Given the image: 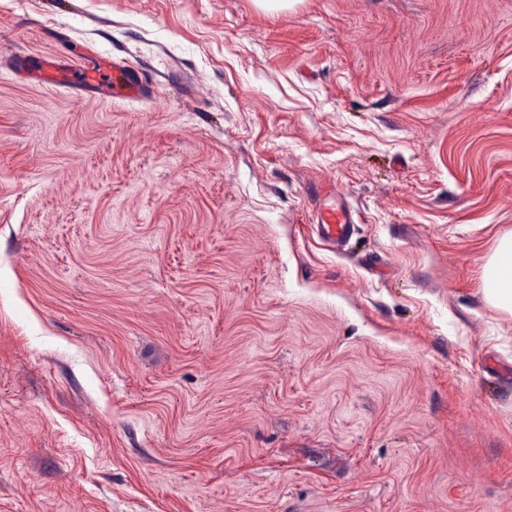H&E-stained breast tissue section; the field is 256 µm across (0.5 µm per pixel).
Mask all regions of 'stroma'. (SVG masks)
I'll return each mask as SVG.
<instances>
[{
	"label": "stroma",
	"mask_w": 512,
	"mask_h": 512,
	"mask_svg": "<svg viewBox=\"0 0 512 512\" xmlns=\"http://www.w3.org/2000/svg\"><path fill=\"white\" fill-rule=\"evenodd\" d=\"M509 232L512 0H0V512H512ZM112 88L104 79L103 66L98 63L83 69H74L54 57L33 55L26 67L22 68L32 80L41 85L79 84L90 94L112 92V97L138 99L143 96L144 88L138 81L127 74V66L112 61ZM319 235L331 246L341 245L353 234L354 218L349 206H331L317 215ZM483 288L490 304L512 314V233L499 240L485 264Z\"/></svg>",
	"instance_id": "35a3bbf8"
}]
</instances>
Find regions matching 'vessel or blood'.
Instances as JSON below:
<instances>
[{"label": "vessel or blood", "mask_w": 512, "mask_h": 512, "mask_svg": "<svg viewBox=\"0 0 512 512\" xmlns=\"http://www.w3.org/2000/svg\"><path fill=\"white\" fill-rule=\"evenodd\" d=\"M26 72L35 82L42 85H81L91 94L112 93L113 96L137 99L142 97L144 88L141 81L128 75L126 65L113 62L111 75H104L102 65L74 69L61 60L35 55L26 66ZM316 227L320 236L329 245L346 242L353 234V212L347 206H331L317 216Z\"/></svg>", "instance_id": "b4317fda"}]
</instances>
